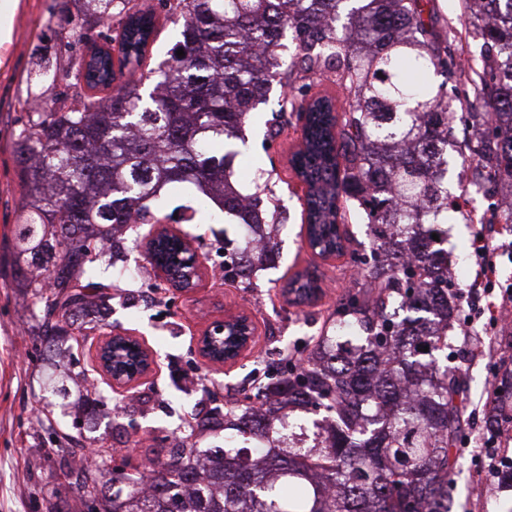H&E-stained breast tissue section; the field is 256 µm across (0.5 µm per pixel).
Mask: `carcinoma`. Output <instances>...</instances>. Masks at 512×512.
Listing matches in <instances>:
<instances>
[{
  "label": "carcinoma",
  "mask_w": 512,
  "mask_h": 512,
  "mask_svg": "<svg viewBox=\"0 0 512 512\" xmlns=\"http://www.w3.org/2000/svg\"><path fill=\"white\" fill-rule=\"evenodd\" d=\"M81 15L65 38L91 49L112 42L135 73L156 19L183 20L157 78L115 83L112 54L75 57L65 90L26 103L16 165L26 201L15 228L31 256L26 287L45 311V335L68 333L97 313L110 283L94 261L114 264L122 232L157 220L152 207L191 184L248 227L244 250L271 252L259 193L231 181L246 121L280 86L278 112L306 117L300 167L311 247H342L337 225L363 211L371 249L358 259L361 288L342 304L336 335L270 362L254 405L186 422L169 461L123 489L82 435L61 436L58 464L75 477L90 512H452L450 480L469 418V386L448 367L464 310L449 291L448 261L431 224L460 212L448 194V149L472 183L512 181V0H462L475 50L438 32L431 0H74ZM291 33L293 51L282 38ZM183 50L184 56L177 55ZM443 81L429 82L430 74ZM325 78L344 96L308 97ZM466 79L474 100L448 82ZM472 132L455 134L457 112ZM429 350H424V347ZM321 411L314 430L285 409ZM512 422V370L493 388L485 429ZM224 426V449L195 437Z\"/></svg>",
  "instance_id": "carcinoma-1"
}]
</instances>
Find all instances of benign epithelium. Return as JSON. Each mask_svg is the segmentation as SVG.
Wrapping results in <instances>:
<instances>
[{
  "mask_svg": "<svg viewBox=\"0 0 512 512\" xmlns=\"http://www.w3.org/2000/svg\"><path fill=\"white\" fill-rule=\"evenodd\" d=\"M182 252L172 254L167 266L157 268L160 278L169 283L179 280ZM255 327L250 318L242 313L228 314L210 323L197 338L200 355L212 366L236 362L251 346ZM100 371L115 385L131 386L146 375L155 362L152 351L138 336L113 332L97 350Z\"/></svg>",
  "mask_w": 512,
  "mask_h": 512,
  "instance_id": "benign-epithelium-1",
  "label": "benign epithelium"
}]
</instances>
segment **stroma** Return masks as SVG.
Returning a JSON list of instances; mask_svg holds the SVG:
<instances>
[{"mask_svg": "<svg viewBox=\"0 0 512 512\" xmlns=\"http://www.w3.org/2000/svg\"><path fill=\"white\" fill-rule=\"evenodd\" d=\"M71 18L66 0H20L10 38L0 42V512H46L55 502L68 512H87L73 481L56 465L59 432H80L89 453L121 479L136 476L144 462H166L185 418L237 405L266 362L335 333L334 312L354 290L355 261L371 245L366 224L352 217L345 224L351 242L342 255L324 260L307 246L303 188L288 163L301 128L294 120L280 134L268 135L266 122L280 94L275 88L267 105L249 117L245 142L234 145L241 156L232 177L241 191L262 189L273 197L272 259L250 278L226 276L225 267L244 244L245 227L229 217L210 222L196 189L182 185L168 194L160 212L204 262L193 292H181L154 274L135 278V270L149 264L145 247L152 230L137 224L125 233L116 264L100 269L101 280L115 287L96 321L47 337L42 307L25 288L16 257L21 190L15 132L30 98L49 101L59 91L39 82L35 72L46 67L66 73L76 54L63 39ZM459 171L457 154L449 153L448 190L468 217L449 225L444 247L452 266H464L465 288L478 273L473 240L484 237L494 254L495 277L490 292L464 302L472 324L454 365L469 383L467 413L474 425L466 432L452 481L454 512H512V500L487 469L491 458L512 457V429L489 437L480 425L498 367H512V324L498 321L501 297L512 291V226L493 222L488 195L459 180ZM305 271L320 279L321 293L300 306L284 287ZM229 312L251 317L255 340L236 364L214 369L199 356L196 338ZM113 331L143 337L156 356L151 371L129 388L111 384L98 369L97 347ZM83 369L91 375L87 386L79 387L70 376Z\"/></svg>", "mask_w": 512, "mask_h": 512, "instance_id": "stroma-1", "label": "stroma"}]
</instances>
